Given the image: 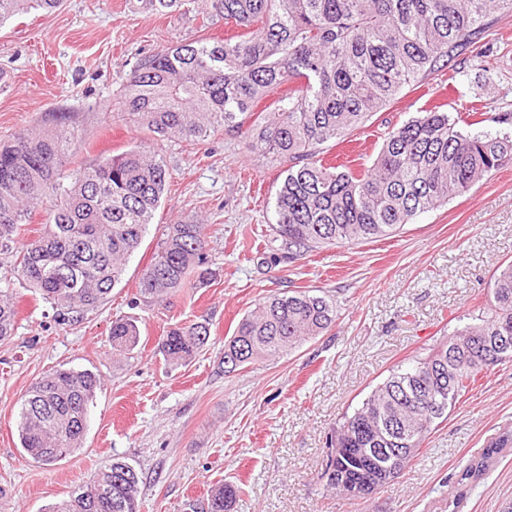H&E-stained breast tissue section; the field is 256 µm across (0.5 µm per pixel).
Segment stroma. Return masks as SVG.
<instances>
[{"label":"stroma","instance_id":"35a3bbf8","mask_svg":"<svg viewBox=\"0 0 512 512\" xmlns=\"http://www.w3.org/2000/svg\"><path fill=\"white\" fill-rule=\"evenodd\" d=\"M456 72L407 87L365 128L328 143L325 156L371 163L393 126L440 105L512 116V13H495ZM232 26L202 13L163 15L132 0H64L0 25V141L51 126L69 113L85 148L77 161L141 144L164 156L168 190L139 251L96 311L61 325L55 311L12 280L16 329L0 341V512H44L112 460L140 474V512H180L189 499L231 482L243 493L236 512H501L512 501V362L479 376L424 442L399 478L370 499L328 491L321 473L326 439L398 365L481 314L496 267L512 261V166L466 194L417 215L394 237L339 244L299 260L274 257L268 226L284 167L249 137L217 132L207 142L155 141L112 100L142 55ZM207 224L208 284L180 290L164 305L137 302V286L166 225ZM317 289L335 299L336 325L275 361L220 371L224 341L239 320L273 294ZM137 318L141 341L131 358L113 355L118 316ZM210 327L204 350L172 369L160 336L192 323ZM90 370L103 387L82 448L51 465L20 447L19 405L58 368ZM508 444L478 481L459 485L469 460L499 439Z\"/></svg>","mask_w":512,"mask_h":512}]
</instances>
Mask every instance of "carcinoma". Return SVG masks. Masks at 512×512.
<instances>
[{"label":"carcinoma","instance_id":"obj_1","mask_svg":"<svg viewBox=\"0 0 512 512\" xmlns=\"http://www.w3.org/2000/svg\"><path fill=\"white\" fill-rule=\"evenodd\" d=\"M203 2L211 19L241 34L181 43L138 59L116 105L160 140L199 144L220 129L241 132L287 166L276 192L273 239L288 259L315 248L389 237L414 217L463 194L512 163V139L468 135L435 108L392 128L371 165L354 171L323 163V146L360 129L406 87L452 67L475 44L487 18L512 12V0H136L152 14ZM62 0H0V24L32 10L52 12ZM288 83V94L278 89ZM269 99L263 110L257 104ZM82 148L66 113L53 127L0 143V254L15 257L18 280L50 303L56 321L76 324L98 308L139 249L170 178L166 161L134 145L72 173L64 160ZM49 201L43 234L17 246L31 207ZM206 225H166L143 271L139 300L160 305L206 267ZM486 311L423 357L392 371L344 417L327 439L321 478L348 499H366L397 479L479 374L512 362L501 337L512 336V263L490 284ZM336 300L310 290L265 298L224 341L219 367L231 373L274 361L327 333ZM16 323L13 291L0 288V340ZM210 336L204 323L175 327L158 342L172 368L191 361ZM112 350L132 352L140 329L112 320ZM101 378L89 370L56 369L22 396L20 448L50 464L80 449ZM507 440L471 460L461 480L477 481ZM342 448L338 455L330 449ZM141 476L112 460L92 482L47 512H138ZM242 488L214 486L205 501L181 512H234Z\"/></svg>","mask_w":512,"mask_h":512}]
</instances>
